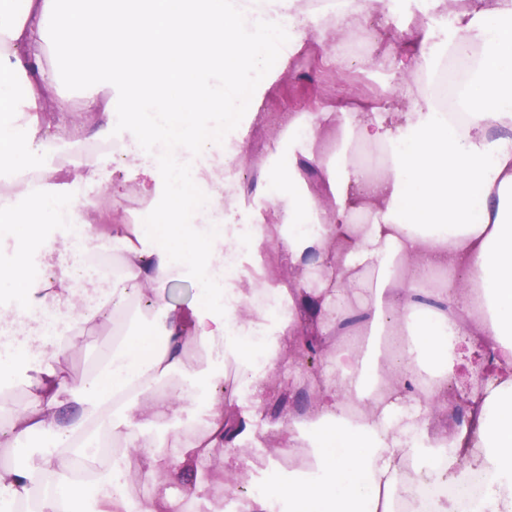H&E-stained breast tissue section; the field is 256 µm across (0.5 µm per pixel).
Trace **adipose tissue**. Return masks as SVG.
<instances>
[{
	"mask_svg": "<svg viewBox=\"0 0 512 512\" xmlns=\"http://www.w3.org/2000/svg\"><path fill=\"white\" fill-rule=\"evenodd\" d=\"M490 2L458 12L447 43L449 55L468 61L463 128L404 93L387 112H351L340 123L329 108L290 114L288 160L261 161L278 175L243 237L209 213L237 207L233 169L249 152L240 140L202 138L205 119L236 101L244 74L264 70L262 45L289 21L325 37L338 63L336 41L363 0H341L332 23L300 0H0V224L37 244L43 271L25 290L22 248L0 268V332L19 336L0 352V373L45 371L10 416L18 462L0 467V512L32 500L38 512H126L110 469L88 482L69 458L87 457L105 435L160 468L153 441L133 426L193 402L202 370L191 347L233 360L258 405L307 317L329 345L311 421H289L275 448H306L312 458L308 472L274 487L288 512H397L414 479L457 477L464 455L496 491L494 512H512V0ZM80 108L97 112L98 141L110 142L120 124L136 143L124 160L140 175L146 223H97L104 203L121 205L127 189L102 185L98 153L66 143L59 118ZM173 134L183 156H153ZM362 146L385 151L379 174L359 164ZM36 147L64 152L62 166L28 163ZM202 153L212 161L195 167ZM308 161L321 168L319 189L301 177ZM182 174L207 209L190 210L174 189ZM155 224L170 230L167 241ZM108 241L118 247V274L106 303L116 319L136 310L144 328L76 384L56 365L92 316V257ZM460 268L470 274L463 285L433 287ZM186 275L210 306L165 300ZM458 336L492 349L494 374L472 398V427L433 432L428 420L447 398ZM173 372L180 382L160 390ZM210 379L200 428L179 439L202 468L225 438L237 443L250 431L246 410L226 427L223 376Z\"/></svg>",
	"mask_w": 512,
	"mask_h": 512,
	"instance_id": "ef3b65f1",
	"label": "adipose tissue"
}]
</instances>
